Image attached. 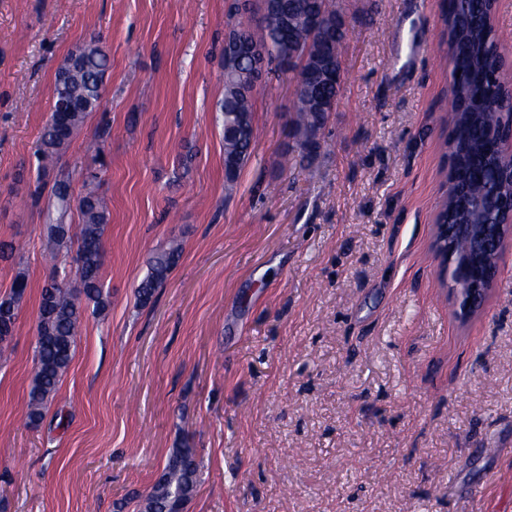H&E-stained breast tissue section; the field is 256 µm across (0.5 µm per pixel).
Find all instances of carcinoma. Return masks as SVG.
Returning <instances> with one entry per match:
<instances>
[{"label":"carcinoma","instance_id":"carcinoma-1","mask_svg":"<svg viewBox=\"0 0 512 512\" xmlns=\"http://www.w3.org/2000/svg\"><path fill=\"white\" fill-rule=\"evenodd\" d=\"M280 10L267 13L257 22H235L242 40L241 57L224 73L223 112L224 167L227 189L233 190L237 172L248 161L255 141L252 81L254 70L250 54L256 45L265 48L267 63L292 75L295 86H303L301 98L293 104L290 123L297 138V158L303 162L320 147L319 131L329 113L335 110L341 83L326 74L339 69L347 28L338 0H277ZM484 0H446L448 17V58L453 94L448 100L451 133L448 152L454 159L455 183L448 187V219L467 221L469 205L477 194L490 208L512 197V180L496 167L493 142L505 125L503 114L512 110L498 95V74L493 49L499 38L485 25ZM288 40L299 55L307 57L298 69L292 56L282 51ZM78 65L66 79L54 83L52 107L64 101L83 103L78 112H53L35 145L39 170L55 166L88 115L100 105L108 56L100 41L92 38L76 47ZM84 192L79 196L78 231L68 223L72 187L57 181L52 187L53 203L43 224L44 249L51 255L70 258L80 287L73 288L69 277L55 271L42 288L35 346V372L28 395L27 417L38 427L53 401L62 378L74 356L75 340L84 312L81 300L99 313L108 305L103 292V238L109 220L107 203L98 193L102 169L81 172ZM180 255L174 246L156 254L150 273L137 289L139 301L146 303L168 277ZM27 280L18 273L11 293L0 298V343L7 341L15 328L26 294ZM199 463L191 448L171 451L161 476L140 502V512H184L198 485Z\"/></svg>","mask_w":512,"mask_h":512}]
</instances>
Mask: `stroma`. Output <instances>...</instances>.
Listing matches in <instances>:
<instances>
[{
	"label": "stroma",
	"instance_id": "stroma-1",
	"mask_svg": "<svg viewBox=\"0 0 512 512\" xmlns=\"http://www.w3.org/2000/svg\"><path fill=\"white\" fill-rule=\"evenodd\" d=\"M231 2L0 0V297L28 280L0 344V512H138L184 447L199 462L185 512H512V238L467 322L432 248L451 129L442 0H342L345 78L320 150L284 165L295 86L271 70L229 193ZM94 36L101 106L40 173L55 73ZM105 125L96 159L85 145ZM99 166L109 306L85 311L34 430L44 211L56 180L78 194ZM180 255V247H171L168 251L157 253L150 265V273L140 283L137 289L139 301L147 303L158 288L168 277Z\"/></svg>",
	"mask_w": 512,
	"mask_h": 512
}]
</instances>
